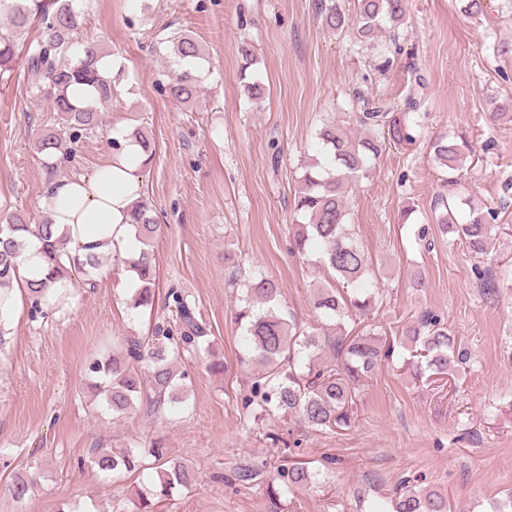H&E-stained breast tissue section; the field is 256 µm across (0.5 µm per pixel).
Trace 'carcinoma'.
Here are the masks:
<instances>
[{"instance_id": "cac0c4a2", "label": "carcinoma", "mask_w": 512, "mask_h": 512, "mask_svg": "<svg viewBox=\"0 0 512 512\" xmlns=\"http://www.w3.org/2000/svg\"><path fill=\"white\" fill-rule=\"evenodd\" d=\"M80 0H0V15L7 16L9 27L0 32V83L9 80L18 56V35L36 21L42 37L27 47L25 65L34 78L33 92L49 97L52 111L63 120L61 132H49L38 138L37 153L45 158L73 144L98 127L103 106L112 102L116 78H104L96 63L101 48L76 38L85 11ZM357 34L366 42L377 39L387 26L404 23L406 0H357ZM318 16L323 24L337 30L346 18L336 3L320 4ZM176 69L161 85V91L179 103L194 102L200 87L203 54L187 36L171 40ZM86 84L94 88V99L82 107L66 95L68 87ZM250 101L260 104L266 97L263 83L244 82ZM368 133L353 137L341 126L331 124L319 133L317 151L322 160L306 169L302 189L295 205L296 218L291 226L292 252L315 255L324 269L332 272L333 283L318 289L314 307L323 317L336 321L353 315L366 316L380 300L375 288L376 273L364 251L347 229V198L356 178L368 174L381 153L384 141L375 132L385 131L394 143L412 141L402 120L386 106L365 107L357 116ZM434 162L450 172L463 168L470 145L466 137H440L432 145ZM436 226L440 238L459 240L474 256L488 252L496 211L469 206L464 220L458 219V203L439 198ZM132 225L141 244L138 256L126 262L137 277L131 309L139 312L153 306L155 298V243L162 235L152 207L137 201L131 213ZM35 234L43 243L46 273L26 281L31 313L46 314V308L69 296L70 289L97 286L98 271L111 259L97 244L87 245L83 253L70 251L69 240L56 233L55 225L45 218L33 224L21 212L0 216V348L6 343L3 319L13 281L18 274L19 257L26 247V235ZM344 283L351 293L336 288ZM277 285L263 275L248 281L246 298L234 314L242 329L239 358L258 365L245 406L256 416L282 414L318 430L346 428L354 418V405L361 386L393 357L395 347L382 344L375 324H366L360 333L336 337L332 364L317 362L316 335L285 318L276 302ZM169 297L175 308L173 326L155 325L151 336L142 341L126 337L108 357L90 361L87 375L93 379L90 389L99 402L117 418L127 416L145 405L156 413L181 410L185 403L188 374L178 364L199 351H209L204 330L194 309L176 291ZM411 344L403 366L417 380L447 375L464 367L468 351L458 344L448 324L439 316L424 312L417 322L402 332ZM153 459L155 474L150 476L151 495L163 499L177 487H189L195 471L189 464L168 456L160 442L145 447L115 452L108 448L91 449V462L101 471L119 474L135 472ZM300 462L281 464L266 480L267 493L280 498L300 486L317 482ZM384 512H448V498L406 479L389 497Z\"/></svg>"}]
</instances>
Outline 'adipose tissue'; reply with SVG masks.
I'll use <instances>...</instances> for the list:
<instances>
[{"instance_id":"ef3b65f1","label":"adipose tissue","mask_w":512,"mask_h":512,"mask_svg":"<svg viewBox=\"0 0 512 512\" xmlns=\"http://www.w3.org/2000/svg\"><path fill=\"white\" fill-rule=\"evenodd\" d=\"M112 136L121 143L91 175L51 181L40 207L59 232L69 238L70 247L96 241L108 244L116 263L139 250L131 225L130 207L143 194L141 171L148 160L141 144L125 129Z\"/></svg>"}]
</instances>
